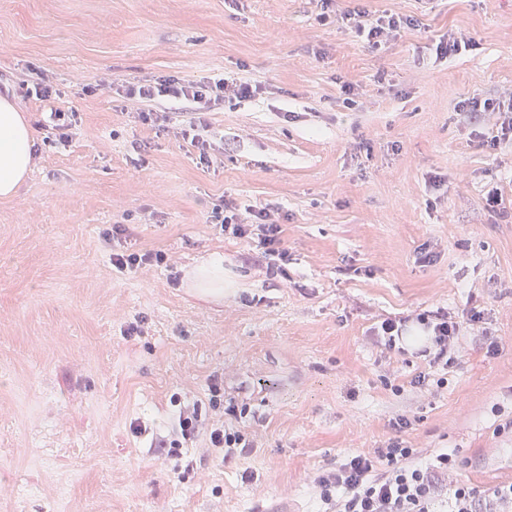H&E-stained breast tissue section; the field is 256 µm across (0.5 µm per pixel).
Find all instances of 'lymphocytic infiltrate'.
Listing matches in <instances>:
<instances>
[{
    "label": "lymphocytic infiltrate",
    "instance_id": "obj_1",
    "mask_svg": "<svg viewBox=\"0 0 512 512\" xmlns=\"http://www.w3.org/2000/svg\"><path fill=\"white\" fill-rule=\"evenodd\" d=\"M335 17L376 50L400 30L415 24L414 18L388 12L376 16L347 10ZM256 93L250 84L233 83L224 77L188 85L164 77L152 84L127 87L125 97L135 106L139 118L148 122L155 114L154 102L161 98L192 101L207 110L226 98L247 99ZM211 218L224 234L256 241L268 261L270 275L287 276L288 252L282 246V229L269 211L254 212L248 221L236 206L226 203L215 206ZM480 318V310L474 307L457 316L441 309L417 314L422 353L435 363H453L469 330ZM457 469V460L450 453H439L423 463L418 461L416 449L394 441L371 454L350 455L336 472L320 477V499L324 512H434L436 503L442 500L447 501L448 512H512V484L479 491L459 481Z\"/></svg>",
    "mask_w": 512,
    "mask_h": 512
}]
</instances>
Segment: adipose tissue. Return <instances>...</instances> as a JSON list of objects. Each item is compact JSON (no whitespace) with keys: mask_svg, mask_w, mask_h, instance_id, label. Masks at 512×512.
<instances>
[{"mask_svg":"<svg viewBox=\"0 0 512 512\" xmlns=\"http://www.w3.org/2000/svg\"><path fill=\"white\" fill-rule=\"evenodd\" d=\"M35 138L15 103L0 97V197L17 196L32 168Z\"/></svg>","mask_w":512,"mask_h":512,"instance_id":"1","label":"adipose tissue"}]
</instances>
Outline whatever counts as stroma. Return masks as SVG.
<instances>
[{
    "instance_id": "35a3bbf8",
    "label": "stroma",
    "mask_w": 512,
    "mask_h": 512,
    "mask_svg": "<svg viewBox=\"0 0 512 512\" xmlns=\"http://www.w3.org/2000/svg\"><path fill=\"white\" fill-rule=\"evenodd\" d=\"M333 8L419 24L375 50L320 23L318 0H0V97L40 142L23 192L0 198V512H320L319 477L395 440L454 451L477 489L512 483V142L484 146L500 116L459 110L512 89V0ZM451 31L472 47L437 57ZM40 73L52 102L22 84ZM216 74L260 92L206 112L210 166L174 137L191 103L167 101L161 130L123 96ZM53 106L78 115L69 146L44 143ZM224 200L273 210L287 278L211 224ZM115 224L167 264L113 270ZM214 254L234 281L219 298L191 286ZM473 306L447 366L373 334ZM193 402L250 448L228 463L180 439ZM159 438L175 452L153 457ZM406 320L384 319L378 326L374 328V335L378 336V342L384 346L386 350H396L402 352V342L406 338ZM401 345V346H398Z\"/></svg>"
}]
</instances>
